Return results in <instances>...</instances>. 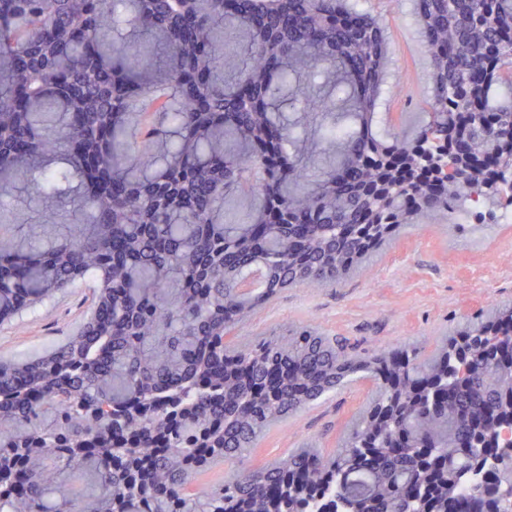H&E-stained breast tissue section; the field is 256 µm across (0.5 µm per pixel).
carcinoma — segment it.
I'll use <instances>...</instances> for the list:
<instances>
[{"instance_id":"cac0c4a2","label":"carcinoma","mask_w":512,"mask_h":512,"mask_svg":"<svg viewBox=\"0 0 512 512\" xmlns=\"http://www.w3.org/2000/svg\"><path fill=\"white\" fill-rule=\"evenodd\" d=\"M413 19L430 92L406 135L377 127L398 89L359 0H0V318L97 288L79 336L0 363V512H512V488L464 489L512 468L492 423L512 415V307L431 358H362L307 325L224 342L424 211L506 207L512 104L492 89L512 90V0H414ZM23 177L42 226L73 205L61 239L13 233ZM256 266L265 288L241 290ZM356 375L376 397L339 448L195 485Z\"/></svg>"}]
</instances>
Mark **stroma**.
<instances>
[{
    "label": "stroma",
    "mask_w": 512,
    "mask_h": 512,
    "mask_svg": "<svg viewBox=\"0 0 512 512\" xmlns=\"http://www.w3.org/2000/svg\"><path fill=\"white\" fill-rule=\"evenodd\" d=\"M388 25L386 76L419 101L430 88V66L412 19V0H365ZM92 282L58 292L45 305L0 320V361L47 355L76 336L95 305ZM512 304V224L454 227L432 213L405 227L364 267L338 282L291 286L234 328L237 336H282L289 325L311 324L322 335L347 340L359 352L414 346L430 354L434 338L461 327L495 305ZM374 394L356 382L272 428L249 457L256 467L312 443L332 450L347 423Z\"/></svg>",
    "instance_id": "1"
}]
</instances>
